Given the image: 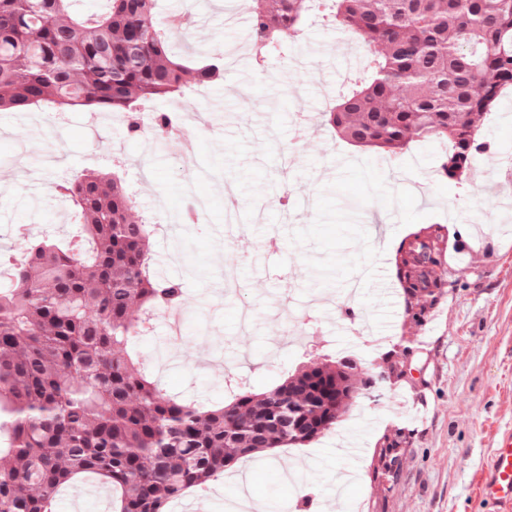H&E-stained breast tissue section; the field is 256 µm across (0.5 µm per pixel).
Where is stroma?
<instances>
[{
  "instance_id": "35a3bbf8",
  "label": "stroma",
  "mask_w": 512,
  "mask_h": 512,
  "mask_svg": "<svg viewBox=\"0 0 512 512\" xmlns=\"http://www.w3.org/2000/svg\"><path fill=\"white\" fill-rule=\"evenodd\" d=\"M246 0H160L162 18L192 15L205 27L177 38L201 57L232 50L224 79L209 89L208 121L184 120L167 144L144 150L120 120L48 107L0 112V251L20 253L23 237L68 239L79 231L73 205L58 207L56 184L111 167L132 189L133 216L154 215L153 270L185 288L178 341L165 313L140 336L134 355L169 394L209 408L225 400L227 375L253 392L280 384L303 364L351 357L369 373L389 358L405 377L358 398L334 431L299 448L243 458L204 496L174 501L202 512H232L237 477L266 470L264 512H507L483 502L479 486L500 435L512 431V94L482 121L486 175L440 173L439 143L419 141L398 158L340 140L324 125L326 96L355 75L339 70L350 32L309 14L299 36L258 58L243 34ZM249 221L224 235V187ZM207 208L187 224L190 195ZM443 226L449 288L412 316L395 253L407 237ZM253 320L240 332L237 314ZM350 433L357 456H337ZM405 452L389 489L372 481L384 442ZM95 478L56 496L55 512H104Z\"/></svg>"
}]
</instances>
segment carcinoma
Listing matches in <instances>:
<instances>
[{"mask_svg":"<svg viewBox=\"0 0 512 512\" xmlns=\"http://www.w3.org/2000/svg\"><path fill=\"white\" fill-rule=\"evenodd\" d=\"M72 2L0 0V112H111L137 139L153 103L224 78L219 57L189 65L174 51L158 0H96L80 14ZM314 9L357 35L368 61L328 124L391 155L413 141L446 144L443 176L468 174L485 145L480 118L512 90V0H250L252 44L295 39ZM57 190L79 209V238L32 240L0 276V512H54L57 492L86 474L120 492L112 512H166L241 458L336 428L334 360L265 392L240 385L206 411L164 393L128 347L158 308L181 305L182 282L153 275L150 223L131 219L118 171ZM441 254L418 234L400 244L408 297L446 287ZM401 455L396 440L380 449L374 480H388Z\"/></svg>","mask_w":512,"mask_h":512,"instance_id":"cac0c4a2","label":"carcinoma"}]
</instances>
